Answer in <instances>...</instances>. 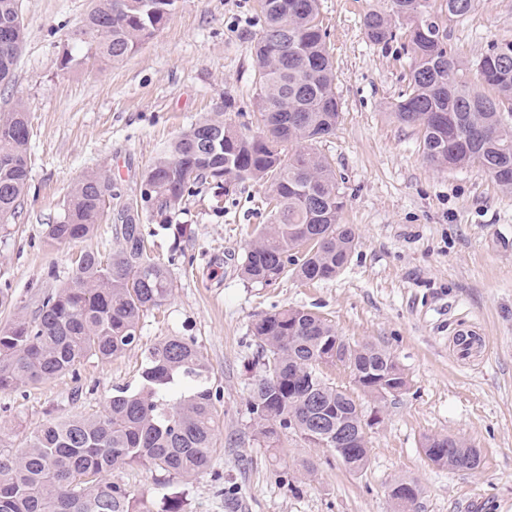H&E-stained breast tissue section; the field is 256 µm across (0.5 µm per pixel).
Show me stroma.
Listing matches in <instances>:
<instances>
[{"instance_id":"obj_1","label":"stroma","mask_w":512,"mask_h":512,"mask_svg":"<svg viewBox=\"0 0 512 512\" xmlns=\"http://www.w3.org/2000/svg\"><path fill=\"white\" fill-rule=\"evenodd\" d=\"M448 45L478 81L475 64L491 44L512 40V0H474L463 16L432 0ZM91 0H22L27 41L14 77L0 86V113L24 101L32 167L19 214L0 230V285L14 293L0 326L36 311L44 293L68 281L76 256L117 246L110 225L66 244L46 238L68 194L86 172L112 181V208H141V185L157 153L205 117L256 131L252 101L261 36L257 0H177L166 24L131 57L93 55L63 67L69 33ZM387 0H320L319 19L342 103L336 132L320 151L336 170L342 223L358 246L336 278H296L265 287L247 282L240 265L269 222L265 184L247 181L222 194L194 187L172 211L168 228L148 222L155 255L171 260L174 288L141 321L144 345L188 336L207 357L221 397L215 403L218 451L188 486V512H396L388 496L397 479L423 492L415 512H512V193L477 167L439 170L422 154L420 134L398 123L391 104L408 85L405 34L370 42L364 15ZM330 320L346 341H370L398 359L409 384L378 402L360 397L365 415L380 414L369 433V465L350 473L333 452L301 437L269 446L247 410L262 372L251 324L284 308ZM476 327L486 355L460 359L451 339ZM142 348L103 363L89 359L79 379L0 393V452L25 447L49 415L101 411L113 388L135 386ZM455 434L481 455L479 468L432 465L425 436ZM112 479L156 502L173 482L140 467Z\"/></svg>"}]
</instances>
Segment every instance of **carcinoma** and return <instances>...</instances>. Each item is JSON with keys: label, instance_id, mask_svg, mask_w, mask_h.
I'll return each instance as SVG.
<instances>
[{"label": "carcinoma", "instance_id": "carcinoma-1", "mask_svg": "<svg viewBox=\"0 0 512 512\" xmlns=\"http://www.w3.org/2000/svg\"><path fill=\"white\" fill-rule=\"evenodd\" d=\"M22 0H0V84L13 75L26 41ZM177 0H93L70 35L62 57L78 54L121 61L164 26ZM319 0H259L264 26L255 45L254 100L263 127L257 134L204 118L171 142L148 170L157 190L148 209L163 219L191 187L210 180L268 183L270 223L248 245L242 276L272 286L288 274L330 280L347 265L358 241L340 223L343 207L336 173L315 144L333 135L341 115ZM388 10L364 15L374 44L397 36L410 21V80L392 106L401 124L417 127L426 160L438 169L477 166L512 192V42L495 43L469 83L448 48V36L430 0H388ZM31 132L26 107L0 113V224L15 218L27 189ZM109 179L85 173L70 192L63 219L46 237L66 244L92 236L105 219ZM118 247L108 255L86 251L69 282L47 291L35 314L16 316L0 329V392L77 375L90 358L109 362L141 345V320L172 293L169 266L152 256L145 225H112ZM262 374L253 381L247 410L266 442L288 433L317 435L318 448L336 440V427L355 430L365 415L354 393L328 382L320 364L358 371L354 386L383 400L391 384L405 385L396 356L371 342L351 344L314 312L288 308L253 323ZM213 370L193 339L164 336L148 346L135 388L113 390L98 414L52 416L15 453H0V512H153L148 502L112 481V471L138 466L190 484L211 467L217 422ZM431 462L452 470L480 466L479 451L451 434L422 442ZM342 456L366 467L365 443ZM417 482L389 486L395 503L415 505ZM184 492L168 494L158 512H184Z\"/></svg>", "mask_w": 512, "mask_h": 512}]
</instances>
